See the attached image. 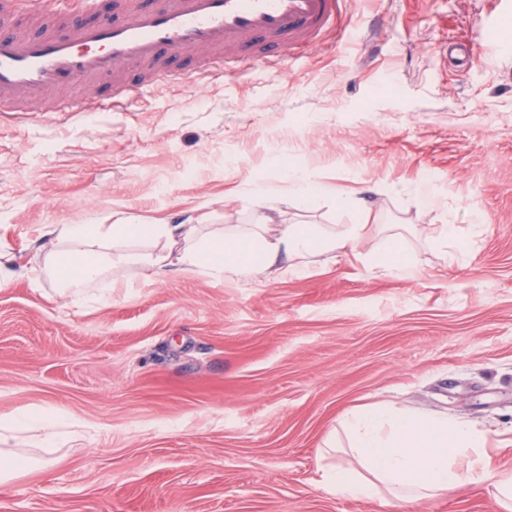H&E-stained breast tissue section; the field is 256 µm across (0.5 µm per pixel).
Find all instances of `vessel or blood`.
Listing matches in <instances>:
<instances>
[{"label":"vessel or blood","mask_w":512,"mask_h":512,"mask_svg":"<svg viewBox=\"0 0 512 512\" xmlns=\"http://www.w3.org/2000/svg\"><path fill=\"white\" fill-rule=\"evenodd\" d=\"M340 0H120L111 20L85 16L90 0H0V104L41 100L59 90L94 86L141 67L125 85L126 103L160 77H177L189 50L230 49L254 64L317 36ZM38 17L35 30L22 23ZM73 112H106L111 91L67 101Z\"/></svg>","instance_id":"b4317fda"}]
</instances>
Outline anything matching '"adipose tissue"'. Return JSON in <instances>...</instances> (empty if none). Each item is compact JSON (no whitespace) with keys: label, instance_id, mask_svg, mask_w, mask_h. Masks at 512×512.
I'll use <instances>...</instances> for the list:
<instances>
[{"label":"adipose tissue","instance_id":"ef3b65f1","mask_svg":"<svg viewBox=\"0 0 512 512\" xmlns=\"http://www.w3.org/2000/svg\"><path fill=\"white\" fill-rule=\"evenodd\" d=\"M268 223L263 215L253 224L227 226L143 224L127 216L111 224H60L48 233L41 272L68 304L82 306L109 300V292L92 287L118 265H139L153 279L174 268L186 275L252 282L287 274L285 256L301 261L355 250L364 230L352 224L333 235L312 224H283L271 232ZM405 231L402 224L382 225L373 263L409 278L415 259ZM114 240L148 241L154 248L140 255L116 253L110 246ZM65 417L61 409L37 406L0 418L1 485L32 464L10 440L23 434L34 447H56ZM340 427L349 453L319 469L320 485L338 497L411 504L447 495L467 481L486 482L501 512H512V472L490 471L486 440L469 422L365 404L349 410Z\"/></svg>","mask_w":512,"mask_h":512}]
</instances>
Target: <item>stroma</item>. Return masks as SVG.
I'll use <instances>...</instances> for the list:
<instances>
[{
    "label": "stroma",
    "mask_w": 512,
    "mask_h": 512,
    "mask_svg": "<svg viewBox=\"0 0 512 512\" xmlns=\"http://www.w3.org/2000/svg\"><path fill=\"white\" fill-rule=\"evenodd\" d=\"M283 55L197 49L194 78L129 109L53 97L0 112V249L20 271L42 229L116 210L186 224L203 204L209 223H253L256 184L288 224L371 221L355 253L250 284L121 266L111 302L80 309L46 278L0 287V416L49 404L81 432L52 468L0 486V512H499L477 485L403 507L345 500L316 469L363 404L512 438V0H340L333 27ZM290 164L335 198L300 207ZM380 224H453L471 248L409 236L404 279L370 263ZM112 100V86L106 91L98 92L97 96L73 97L65 105L68 112H107L115 107Z\"/></svg>",
    "instance_id": "35a3bbf8"
}]
</instances>
